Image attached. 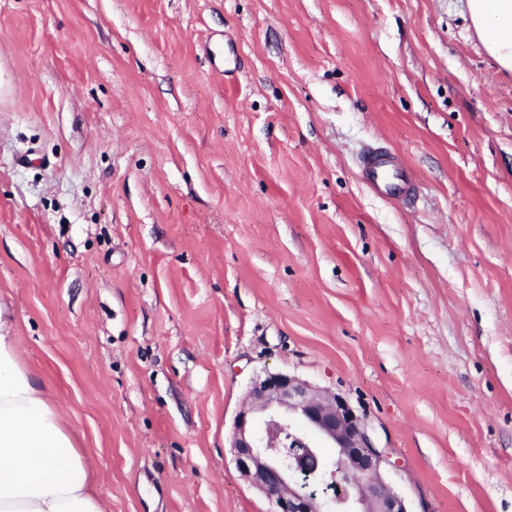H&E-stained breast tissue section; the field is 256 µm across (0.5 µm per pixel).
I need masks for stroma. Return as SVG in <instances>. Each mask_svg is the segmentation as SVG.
Masks as SVG:
<instances>
[{"instance_id": "stroma-1", "label": "stroma", "mask_w": 512, "mask_h": 512, "mask_svg": "<svg viewBox=\"0 0 512 512\" xmlns=\"http://www.w3.org/2000/svg\"><path fill=\"white\" fill-rule=\"evenodd\" d=\"M0 302L107 512H270L230 444L277 372L411 512H512V73L465 0H0ZM360 171L367 183L377 192L387 196L408 195L405 171L393 157L382 151H371L360 159ZM397 174L391 181V171Z\"/></svg>"}]
</instances>
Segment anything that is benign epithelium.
Returning a JSON list of instances; mask_svg holds the SVG:
<instances>
[{"label": "benign epithelium", "mask_w": 512, "mask_h": 512, "mask_svg": "<svg viewBox=\"0 0 512 512\" xmlns=\"http://www.w3.org/2000/svg\"><path fill=\"white\" fill-rule=\"evenodd\" d=\"M241 477L264 493L273 512H410L386 478L391 464L348 401L289 373L250 386L234 420ZM332 455L320 463V452Z\"/></svg>", "instance_id": "benign-epithelium-1"}]
</instances>
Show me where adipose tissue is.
<instances>
[{
    "label": "adipose tissue",
    "instance_id": "adipose-tissue-1",
    "mask_svg": "<svg viewBox=\"0 0 512 512\" xmlns=\"http://www.w3.org/2000/svg\"><path fill=\"white\" fill-rule=\"evenodd\" d=\"M496 65L512 72V0H466ZM12 316L0 304V512H105L89 456L20 361Z\"/></svg>",
    "mask_w": 512,
    "mask_h": 512
}]
</instances>
